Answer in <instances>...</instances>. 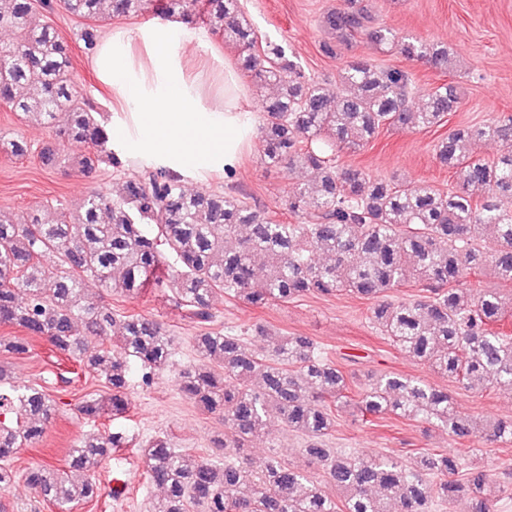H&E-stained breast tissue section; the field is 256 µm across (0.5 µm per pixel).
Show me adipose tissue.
I'll list each match as a JSON object with an SVG mask.
<instances>
[{
  "mask_svg": "<svg viewBox=\"0 0 512 512\" xmlns=\"http://www.w3.org/2000/svg\"><path fill=\"white\" fill-rule=\"evenodd\" d=\"M204 54H185L189 45ZM116 103L112 150L139 168H162L203 185L236 169L255 136L237 69L200 27L173 17L116 28L90 58Z\"/></svg>",
  "mask_w": 512,
  "mask_h": 512,
  "instance_id": "1",
  "label": "adipose tissue"
}]
</instances>
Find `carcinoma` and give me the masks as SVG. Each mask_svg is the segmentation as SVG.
<instances>
[{
	"instance_id": "1",
	"label": "carcinoma",
	"mask_w": 512,
	"mask_h": 512,
	"mask_svg": "<svg viewBox=\"0 0 512 512\" xmlns=\"http://www.w3.org/2000/svg\"><path fill=\"white\" fill-rule=\"evenodd\" d=\"M62 9L84 21L85 49L97 42L106 18L180 17L225 34L240 48L242 69L271 87L259 121L261 160L268 168H300L307 183L284 196V223L268 211L221 191L186 190L181 177L147 169L117 195L94 190L75 209L44 205L17 218L0 213V324L47 339L60 353L79 358L84 341L111 339L83 368L100 377L104 395L78 404L87 419L121 416L128 390L147 386L153 372L176 355L164 325L140 313L119 315L86 301L88 279L125 297L149 287L171 288L175 302L200 323L213 318L212 298L227 294L253 306L285 305L308 294L347 292L372 302L369 321L398 349L467 391L512 388V297L473 278L512 284V114L479 126L456 128L434 145L438 163L456 186L444 191L396 176L380 177L336 164V151L367 145L385 126L429 128L462 103L453 81L424 94L420 107L412 76L368 58L349 61L336 94L306 74L284 46L258 43L238 0H0V28L15 32L0 50V102L25 123L63 126L38 151L43 164L88 176L103 164L118 167L107 121L84 96L73 74L69 44L35 10ZM359 0H345L326 16L344 40L362 34L377 48L448 69L447 48L369 28ZM499 141L493 162L478 144ZM76 145L74 156L61 149ZM33 152L19 135H0V153ZM166 276L157 271L167 259ZM420 293L395 299L407 284ZM24 300L17 299V293ZM196 363L179 373L180 392L224 419L214 447H245L265 433L267 417L306 439L304 452L323 468L325 481L343 494V506L316 477L271 455L259 464L178 451L162 438L142 451L146 479L163 496L154 512H436L459 497L471 512H495L500 494L512 491L481 467L458 474L448 452L426 450L405 462L388 454L338 453L328 447L336 412L353 409L394 415L448 432L454 440L512 442V420H475L456 414L447 390L396 372L368 377L360 388L308 336H282L263 353L242 338L204 332L194 342ZM55 405L39 385L0 392V492L16 478L11 459L23 443L43 437ZM129 443L123 431L89 435L69 450V469L88 473L71 483L45 465L25 470V482L57 512H72L100 497L93 471L110 450Z\"/></svg>"
}]
</instances>
